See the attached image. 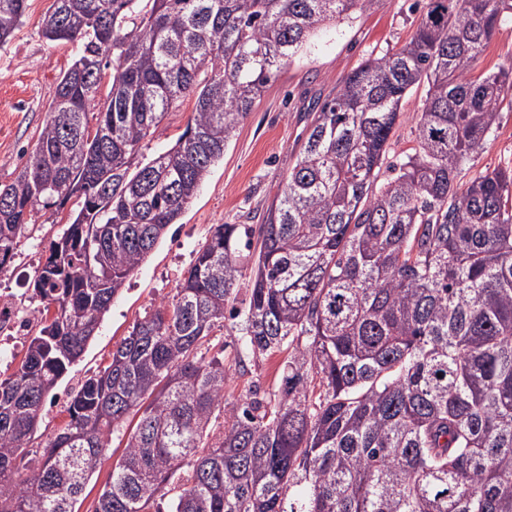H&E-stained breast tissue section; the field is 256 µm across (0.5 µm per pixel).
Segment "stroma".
Here are the masks:
<instances>
[{
	"instance_id": "35a3bbf8",
	"label": "stroma",
	"mask_w": 512,
	"mask_h": 512,
	"mask_svg": "<svg viewBox=\"0 0 512 512\" xmlns=\"http://www.w3.org/2000/svg\"><path fill=\"white\" fill-rule=\"evenodd\" d=\"M53 0H28L22 24L0 47V184L11 183L34 150L48 119V108L61 75L73 61L67 43H49L41 34L42 19ZM427 0H376L352 18L317 32L307 49L282 66L249 116L240 124L212 167L178 223L170 225L150 255L127 279L103 316L96 336L79 361L59 382L55 396L44 407L36 433L29 443L36 453L68 422V394L86 376L103 370L116 346L151 306L174 303L184 271L196 251L219 224L248 228L259 224L266 207L282 191L289 169L306 141L309 112L317 102L335 93L350 73L370 58L395 52L412 37ZM425 88L414 89L402 104L403 118L390 141L388 158L405 159L415 145L416 115L422 108ZM193 98H186L168 112L137 155L144 162L175 143L190 122ZM512 168V103L503 102L498 119L481 150L466 163L459 176L467 185L478 172ZM41 231L21 240L11 262L0 267V298L14 303L18 319L38 310L33 293L36 270L48 254L51 240L61 236L66 214L54 218L37 215ZM238 341L230 329L215 328L202 349L204 359H223L230 368L224 388L226 403L251 393H272L288 359L287 351L234 365ZM126 435L117 433L76 504L77 512H95L97 500L121 459Z\"/></svg>"
}]
</instances>
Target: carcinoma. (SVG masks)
<instances>
[{
    "instance_id": "1",
    "label": "carcinoma",
    "mask_w": 512,
    "mask_h": 512,
    "mask_svg": "<svg viewBox=\"0 0 512 512\" xmlns=\"http://www.w3.org/2000/svg\"><path fill=\"white\" fill-rule=\"evenodd\" d=\"M374 2L54 0L42 36L75 58L0 185V267L36 209H76L33 280L38 331L0 380V512H75L132 414L95 512H149L160 493L169 512H512V169L457 182L512 96V67L472 74L512 0H428L409 43L357 67L313 113L262 223L243 244L237 225L214 228L176 302L145 312L20 473L47 399L277 70ZM26 7L0 0L1 45ZM421 85L414 152L387 166ZM187 96L183 133L133 166ZM228 315L241 353L290 348L273 397L227 407L224 361L198 357Z\"/></svg>"
}]
</instances>
